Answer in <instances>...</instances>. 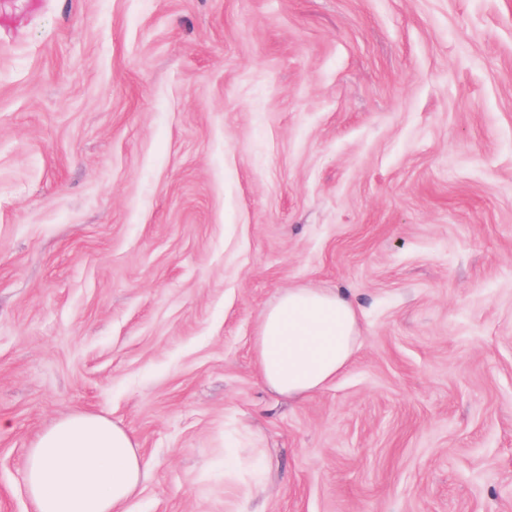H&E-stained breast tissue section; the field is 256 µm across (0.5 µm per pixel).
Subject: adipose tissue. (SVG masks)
I'll return each mask as SVG.
<instances>
[{
	"mask_svg": "<svg viewBox=\"0 0 512 512\" xmlns=\"http://www.w3.org/2000/svg\"><path fill=\"white\" fill-rule=\"evenodd\" d=\"M360 334L359 309L345 294L285 289L261 313L253 342L256 372L272 390L306 398L348 368ZM147 472L125 427L76 413L44 429L28 449L25 490L35 512H127Z\"/></svg>",
	"mask_w": 512,
	"mask_h": 512,
	"instance_id": "ef3b65f1",
	"label": "adipose tissue"
}]
</instances>
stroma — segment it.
<instances>
[{
    "mask_svg": "<svg viewBox=\"0 0 512 512\" xmlns=\"http://www.w3.org/2000/svg\"><path fill=\"white\" fill-rule=\"evenodd\" d=\"M293 286L362 313L302 401ZM75 411L128 512H512V0H6L0 512ZM360 334L359 309L345 294L287 288L261 313L253 342L256 372L272 390L306 398L348 368Z\"/></svg>",
    "mask_w": 512,
    "mask_h": 512,
    "instance_id": "obj_1",
    "label": "stroma"
}]
</instances>
